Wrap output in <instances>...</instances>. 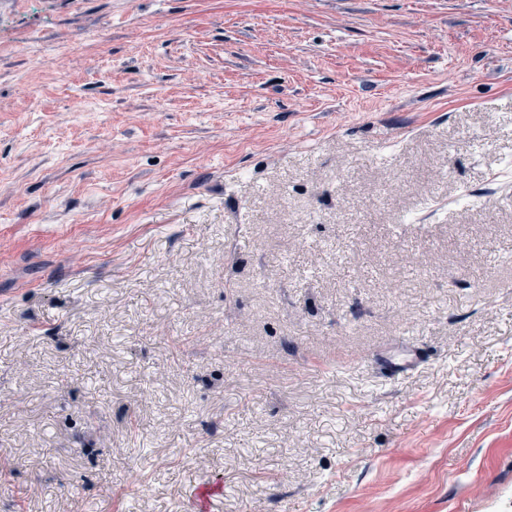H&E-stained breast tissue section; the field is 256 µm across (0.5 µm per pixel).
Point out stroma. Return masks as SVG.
<instances>
[{
  "instance_id": "obj_1",
  "label": "stroma",
  "mask_w": 512,
  "mask_h": 512,
  "mask_svg": "<svg viewBox=\"0 0 512 512\" xmlns=\"http://www.w3.org/2000/svg\"><path fill=\"white\" fill-rule=\"evenodd\" d=\"M208 487L512 512V0H0V512ZM420 362V356L413 350L381 359V365L392 375H400L413 370Z\"/></svg>"
}]
</instances>
